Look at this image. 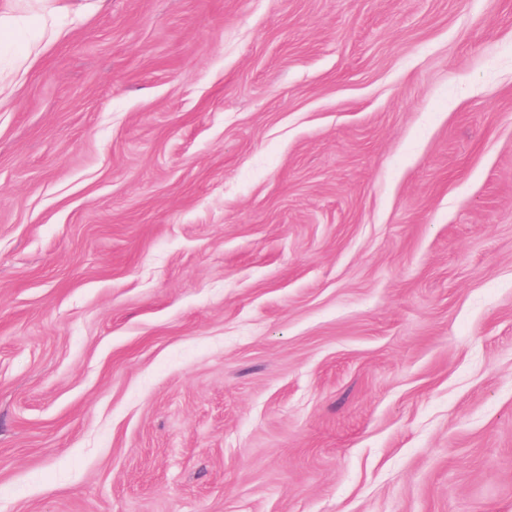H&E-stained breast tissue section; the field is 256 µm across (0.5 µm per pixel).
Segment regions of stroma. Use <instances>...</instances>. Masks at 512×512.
<instances>
[{
	"instance_id": "35a3bbf8",
	"label": "stroma",
	"mask_w": 512,
	"mask_h": 512,
	"mask_svg": "<svg viewBox=\"0 0 512 512\" xmlns=\"http://www.w3.org/2000/svg\"><path fill=\"white\" fill-rule=\"evenodd\" d=\"M0 41V512H512V0H100ZM44 2L40 12L37 13L36 20L40 28V39L26 48V58L33 62L40 54L43 41L49 43L59 36V30L56 25V11L58 8L53 6L56 0H38Z\"/></svg>"
}]
</instances>
